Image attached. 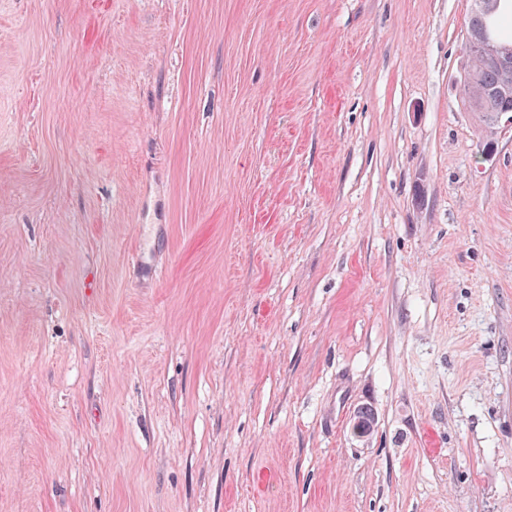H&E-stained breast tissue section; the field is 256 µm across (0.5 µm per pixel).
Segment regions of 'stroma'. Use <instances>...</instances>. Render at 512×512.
Wrapping results in <instances>:
<instances>
[{"label": "stroma", "instance_id": "stroma-1", "mask_svg": "<svg viewBox=\"0 0 512 512\" xmlns=\"http://www.w3.org/2000/svg\"><path fill=\"white\" fill-rule=\"evenodd\" d=\"M469 14L0 0V512H512Z\"/></svg>", "mask_w": 512, "mask_h": 512}]
</instances>
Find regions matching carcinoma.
I'll return each mask as SVG.
<instances>
[{"mask_svg": "<svg viewBox=\"0 0 512 512\" xmlns=\"http://www.w3.org/2000/svg\"><path fill=\"white\" fill-rule=\"evenodd\" d=\"M512 0H473L467 26L468 78L462 82L465 102L472 119L490 129L499 118L512 113V91L500 93L502 84L512 80V63L505 65L486 57L483 36L499 45L512 46Z\"/></svg>", "mask_w": 512, "mask_h": 512, "instance_id": "1", "label": "carcinoma"}]
</instances>
